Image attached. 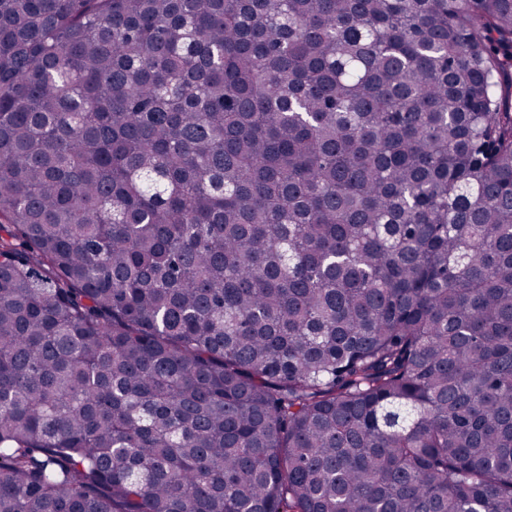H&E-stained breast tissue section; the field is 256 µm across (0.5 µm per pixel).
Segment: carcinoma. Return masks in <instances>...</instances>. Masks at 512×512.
<instances>
[{"instance_id": "1", "label": "carcinoma", "mask_w": 512, "mask_h": 512, "mask_svg": "<svg viewBox=\"0 0 512 512\" xmlns=\"http://www.w3.org/2000/svg\"><path fill=\"white\" fill-rule=\"evenodd\" d=\"M0 512H512V0H0Z\"/></svg>"}]
</instances>
